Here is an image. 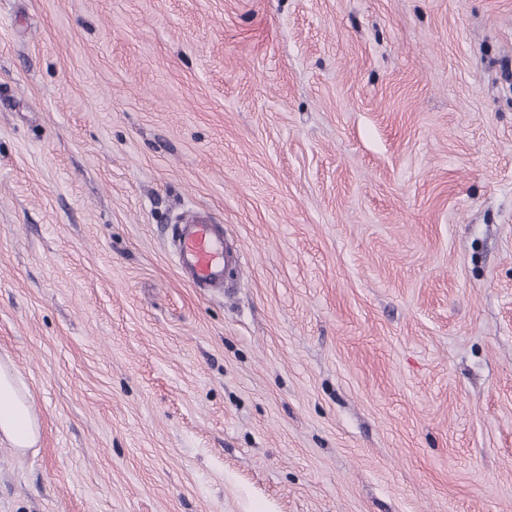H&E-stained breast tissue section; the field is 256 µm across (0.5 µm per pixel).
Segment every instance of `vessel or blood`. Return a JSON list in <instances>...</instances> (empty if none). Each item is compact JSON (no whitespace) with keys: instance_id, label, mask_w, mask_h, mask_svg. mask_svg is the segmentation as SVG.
Listing matches in <instances>:
<instances>
[{"instance_id":"1","label":"vessel or blood","mask_w":512,"mask_h":512,"mask_svg":"<svg viewBox=\"0 0 512 512\" xmlns=\"http://www.w3.org/2000/svg\"><path fill=\"white\" fill-rule=\"evenodd\" d=\"M174 239L179 265L196 287H222L226 273L239 264L237 252L225 245L222 232L204 216L194 215L176 225Z\"/></svg>"}]
</instances>
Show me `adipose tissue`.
<instances>
[{
	"label": "adipose tissue",
	"mask_w": 512,
	"mask_h": 512,
	"mask_svg": "<svg viewBox=\"0 0 512 512\" xmlns=\"http://www.w3.org/2000/svg\"><path fill=\"white\" fill-rule=\"evenodd\" d=\"M0 436L19 450L34 447L39 424L31 411L30 393L11 365L0 363Z\"/></svg>",
	"instance_id": "1"
}]
</instances>
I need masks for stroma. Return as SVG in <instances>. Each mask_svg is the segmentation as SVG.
<instances>
[{"instance_id":"obj_1","label":"stroma","mask_w":512,"mask_h":512,"mask_svg":"<svg viewBox=\"0 0 512 512\" xmlns=\"http://www.w3.org/2000/svg\"><path fill=\"white\" fill-rule=\"evenodd\" d=\"M506 63L512 0H0V512H512ZM180 268L197 288H221L227 272L239 265L237 252L224 244L216 224L194 215L174 226ZM0 434L17 450L33 448L39 424L32 414L30 393L11 365L0 363Z\"/></svg>"}]
</instances>
